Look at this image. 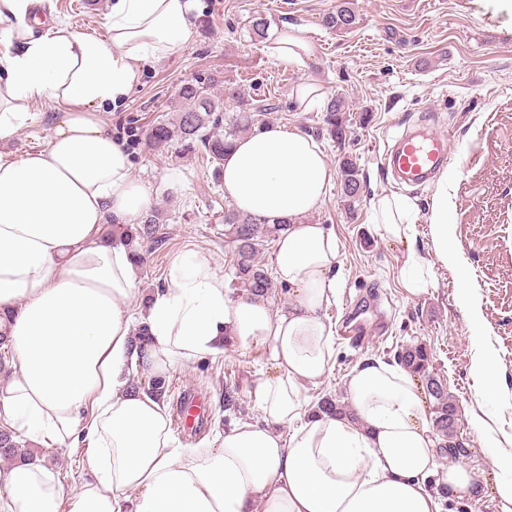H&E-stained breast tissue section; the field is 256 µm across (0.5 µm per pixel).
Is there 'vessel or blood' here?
Masks as SVG:
<instances>
[{
	"mask_svg": "<svg viewBox=\"0 0 512 512\" xmlns=\"http://www.w3.org/2000/svg\"><path fill=\"white\" fill-rule=\"evenodd\" d=\"M385 168L398 185L427 186L448 164V139L429 129L405 130L391 138Z\"/></svg>",
	"mask_w": 512,
	"mask_h": 512,
	"instance_id": "1",
	"label": "vessel or blood"
}]
</instances>
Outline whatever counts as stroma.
<instances>
[{
  "mask_svg": "<svg viewBox=\"0 0 512 512\" xmlns=\"http://www.w3.org/2000/svg\"><path fill=\"white\" fill-rule=\"evenodd\" d=\"M98 10L77 11L74 0H43L49 18H62L80 31L102 30L111 0ZM338 0H202L195 33L186 48L159 62L147 63L144 77L109 116L113 135L127 143L135 173L160 182L168 168L183 171L182 194L163 191L154 206L166 214V242L140 265L138 292L146 296L165 284L172 259L189 247L208 251L218 273L231 277L233 247L224 234V212L231 202L202 150L151 151L143 144L152 123L171 117L176 91L187 81L214 78L212 91L224 100L232 117L238 97L275 103L262 114L261 125L296 126L322 142L331 164L341 157L356 160L365 182L354 202L332 185L324 205L308 215L312 224L334 230L339 242L336 300L323 312L327 323L341 316L364 323L360 340L336 336L334 355L323 381L308 387L310 404L344 394L351 369L368 356L390 358L400 345L422 343L433 370L458 403L457 435L468 453L462 465L480 479L473 497H447L445 512H498L495 480L499 470L492 448L473 427L480 417L503 447L512 448V0H352L358 22L347 32L331 30L324 16ZM262 16L269 27L302 26L316 45L305 65L274 60L266 38L255 35L251 22ZM314 81L345 99L353 120L345 143L323 131L322 106L298 111L294 89ZM37 117L0 148L16 154L46 146L54 102L33 104ZM366 122H359L360 113ZM428 121L449 142L448 222L450 246L469 271L461 282L453 267L435 264V285L427 294L404 291L400 270L409 249L429 254L432 191L396 185L383 169L390 135L405 126ZM410 197L417 206L410 241L383 237L373 218L375 195ZM476 299L479 327H472L464 297ZM489 351L501 376V391L485 400L477 392L471 361L477 350ZM262 350L227 349L192 365H175L166 380L164 399L174 409L181 392L201 400L203 425L198 434L173 432L177 448H205L218 432L242 418L258 419L251 398L255 380L271 373ZM235 387L238 411L225 409V386ZM44 465L70 492H78L91 455L86 448H39Z\"/></svg>",
  "mask_w": 512,
  "mask_h": 512,
  "instance_id": "obj_1",
  "label": "stroma"
}]
</instances>
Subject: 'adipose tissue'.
I'll list each match as a JSON object with an SVG mask.
<instances>
[{"label": "adipose tissue", "mask_w": 512, "mask_h": 512, "mask_svg": "<svg viewBox=\"0 0 512 512\" xmlns=\"http://www.w3.org/2000/svg\"><path fill=\"white\" fill-rule=\"evenodd\" d=\"M30 4L0 0V140L33 120L30 103L63 110L45 147L0 152V331L17 363L0 414L43 447L84 444L93 455L74 495L43 465L0 466V512H443L438 486L475 495L472 470H438L418 379L399 362L356 364L343 413L315 412L303 394L334 354L321 312L336 296L339 247L326 225L306 221L336 170L300 128L268 125L236 139L220 173L237 211L288 221L273 271L296 302L276 314L267 297L231 299L209 255L190 248L139 316L135 260L104 229L140 223L157 191L180 192L185 177L169 169L158 188L136 177L104 108L128 98L147 62L188 45L200 0H114L105 34L59 21L18 47ZM268 49L294 65L315 55L305 30L288 24ZM415 213L406 196L372 202L374 223L396 239H411ZM430 233L434 260L411 250L402 267L412 297L432 287L434 263L453 257L444 179ZM137 326L147 336L140 351L130 347ZM230 347L271 356L272 374L252 392L260 419L237 421L207 448L174 447L163 404L132 389V377H162Z\"/></svg>", "instance_id": "obj_1"}]
</instances>
